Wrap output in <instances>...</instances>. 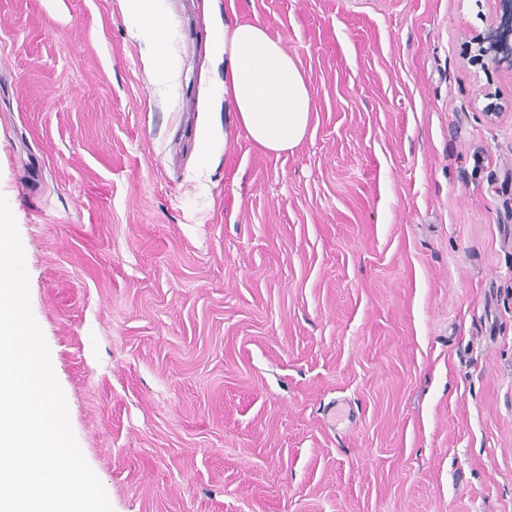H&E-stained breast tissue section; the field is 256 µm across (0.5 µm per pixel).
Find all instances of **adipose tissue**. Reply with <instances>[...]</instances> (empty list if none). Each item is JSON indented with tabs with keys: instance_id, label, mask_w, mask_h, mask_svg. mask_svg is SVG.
Returning a JSON list of instances; mask_svg holds the SVG:
<instances>
[{
	"instance_id": "ef3b65f1",
	"label": "adipose tissue",
	"mask_w": 512,
	"mask_h": 512,
	"mask_svg": "<svg viewBox=\"0 0 512 512\" xmlns=\"http://www.w3.org/2000/svg\"><path fill=\"white\" fill-rule=\"evenodd\" d=\"M127 19L153 49L146 67L155 90L167 96L176 75L170 65L164 0H127ZM224 55L219 96L234 104L250 140L269 152L296 149L311 125L313 103L304 75L281 41L260 22H228L218 43Z\"/></svg>"
}]
</instances>
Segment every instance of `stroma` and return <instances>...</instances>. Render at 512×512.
Returning <instances> with one entry per match:
<instances>
[{"label":"stroma","mask_w":512,"mask_h":512,"mask_svg":"<svg viewBox=\"0 0 512 512\" xmlns=\"http://www.w3.org/2000/svg\"><path fill=\"white\" fill-rule=\"evenodd\" d=\"M166 7L162 98L126 0H0V194L113 512H512L498 0ZM229 11L305 75L294 151L214 95Z\"/></svg>","instance_id":"35a3bbf8"}]
</instances>
